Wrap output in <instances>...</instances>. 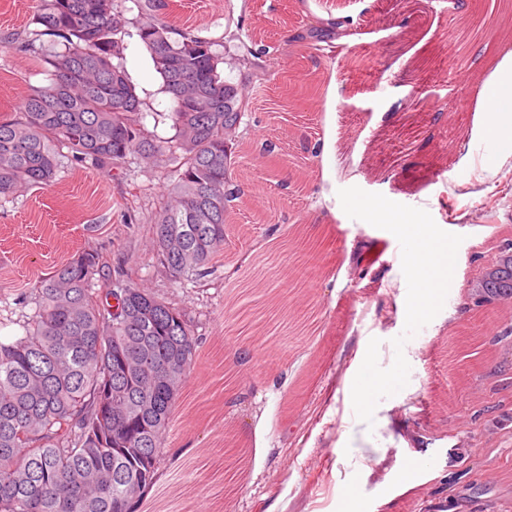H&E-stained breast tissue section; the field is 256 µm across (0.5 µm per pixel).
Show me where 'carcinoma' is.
Here are the masks:
<instances>
[{
    "instance_id": "obj_1",
    "label": "carcinoma",
    "mask_w": 512,
    "mask_h": 512,
    "mask_svg": "<svg viewBox=\"0 0 512 512\" xmlns=\"http://www.w3.org/2000/svg\"><path fill=\"white\" fill-rule=\"evenodd\" d=\"M132 2L133 23L116 0H36L33 27L4 39L48 83L25 94L19 113L0 116V199L59 185L62 172L123 180L140 158L167 183L166 201L146 218L154 267L197 289L224 267V226L245 196L232 150L257 116L244 88L224 101L218 39L171 16L168 0ZM315 33L292 37L314 61L324 50ZM134 36L169 98V137L143 123L146 102L123 66ZM235 38L244 56L269 55L251 34ZM142 191L132 182L117 203L130 232ZM141 280L139 265H114L89 246L24 291L34 312L0 336V512H136L134 499L158 481L159 449L202 337L187 307ZM511 306L512 244L470 284L465 309L496 321L501 343L512 336L500 318Z\"/></svg>"
}]
</instances>
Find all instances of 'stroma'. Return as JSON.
<instances>
[{"label":"stroma","mask_w":512,"mask_h":512,"mask_svg":"<svg viewBox=\"0 0 512 512\" xmlns=\"http://www.w3.org/2000/svg\"><path fill=\"white\" fill-rule=\"evenodd\" d=\"M219 38L226 81L247 88L259 124L242 135L232 174L254 186L239 207L229 260L209 288L185 292L152 269L149 227L106 240L137 258L147 287L184 300L203 361L176 410L164 474L137 512H512V358L465 311L467 288L512 237V96L476 110L512 51L507 0H174ZM346 17L348 53L311 65L289 35L310 17ZM272 47L242 64L227 18ZM124 64L149 108L168 112L149 55L129 41ZM0 48V115L44 85ZM275 145L258 158L254 142ZM320 143L311 153V143ZM352 186L424 209L461 235L451 287L421 328L409 381L379 401L373 425L348 390L370 339L395 359L405 327L401 258L389 231L349 218ZM120 181L95 171L62 192L31 188L0 201V336L28 312L16 297L67 252L95 245L88 224L117 221ZM426 467L414 471V461Z\"/></svg>","instance_id":"obj_1"}]
</instances>
